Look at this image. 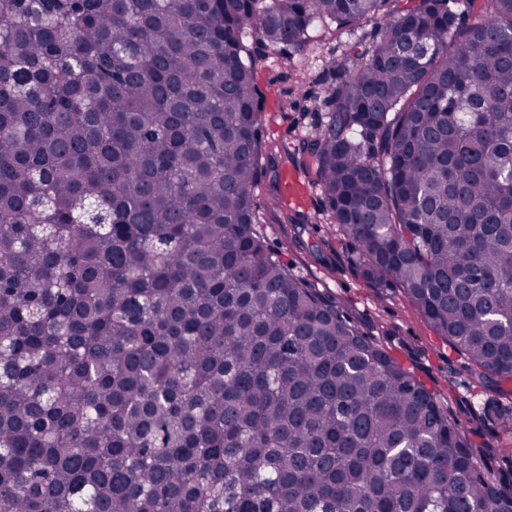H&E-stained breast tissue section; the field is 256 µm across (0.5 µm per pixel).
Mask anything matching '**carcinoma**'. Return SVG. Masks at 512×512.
Returning <instances> with one entry per match:
<instances>
[{"label": "carcinoma", "mask_w": 512, "mask_h": 512, "mask_svg": "<svg viewBox=\"0 0 512 512\" xmlns=\"http://www.w3.org/2000/svg\"><path fill=\"white\" fill-rule=\"evenodd\" d=\"M0 0V512H512L273 255L257 47L373 21L294 153L359 272L512 380V0Z\"/></svg>", "instance_id": "1"}]
</instances>
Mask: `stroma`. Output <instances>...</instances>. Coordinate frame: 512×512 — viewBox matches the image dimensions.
Here are the masks:
<instances>
[{"label": "stroma", "mask_w": 512, "mask_h": 512, "mask_svg": "<svg viewBox=\"0 0 512 512\" xmlns=\"http://www.w3.org/2000/svg\"><path fill=\"white\" fill-rule=\"evenodd\" d=\"M375 32L374 22L354 30L319 27L290 60L262 49L256 79L265 94L264 126L269 144L295 147L323 124L322 105L333 83L332 61L350 47H365ZM270 175H262L255 198L262 217L260 231L268 248L288 262L294 274L335 299L349 319L372 341L410 367L446 403L462 426L493 398L492 388L473 386L465 357L437 337L419 311L397 288H375L362 279L349 244L329 220L321 192L308 185L305 204L285 221L284 208H267Z\"/></svg>", "instance_id": "stroma-1"}]
</instances>
